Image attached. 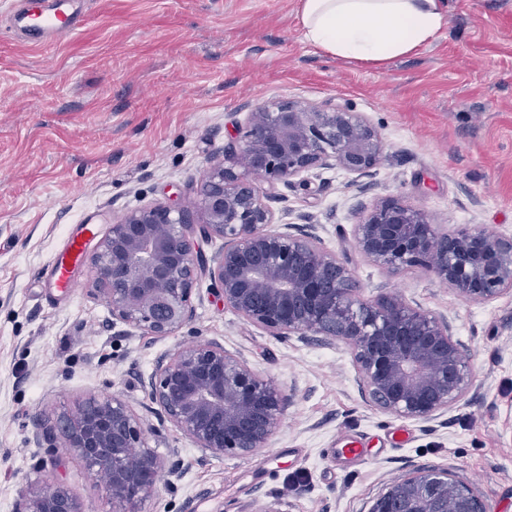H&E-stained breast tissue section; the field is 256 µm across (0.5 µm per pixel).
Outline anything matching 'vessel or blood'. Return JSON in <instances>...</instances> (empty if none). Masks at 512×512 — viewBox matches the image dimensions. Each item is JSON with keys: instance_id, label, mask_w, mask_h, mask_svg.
Masks as SVG:
<instances>
[{"instance_id": "vessel-or-blood-1", "label": "vessel or blood", "mask_w": 512, "mask_h": 512, "mask_svg": "<svg viewBox=\"0 0 512 512\" xmlns=\"http://www.w3.org/2000/svg\"><path fill=\"white\" fill-rule=\"evenodd\" d=\"M87 3L88 0H12L8 29L33 45H52L80 30L87 19ZM84 247L82 239L73 237L57 255L52 276L62 291L74 289L70 267L80 259Z\"/></svg>"}]
</instances>
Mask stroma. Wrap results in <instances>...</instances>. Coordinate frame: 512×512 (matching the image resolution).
<instances>
[{
	"label": "stroma",
	"mask_w": 512,
	"mask_h": 512,
	"mask_svg": "<svg viewBox=\"0 0 512 512\" xmlns=\"http://www.w3.org/2000/svg\"><path fill=\"white\" fill-rule=\"evenodd\" d=\"M447 3L431 43L383 68L307 44L299 0H91L85 25L57 44L0 33V512L45 481L84 512H112L84 462L31 424L112 395L142 417L146 447L183 461L180 477L158 475L146 512H370L422 466L468 486L487 512H512V293L469 302L424 269L392 273L351 245L360 213L389 196L445 232L512 233V0ZM280 99L359 113L383 144L366 174L311 170L271 208L279 223L314 228L363 298L394 293L447 320L477 382L433 421L378 410L344 345L244 323L208 276L176 335L127 336L88 294L87 261L72 267L70 293L47 271L69 237L93 252L127 210L192 205L238 124ZM199 336L295 392L254 455L202 458L147 405L140 378ZM351 438L362 461L328 456Z\"/></svg>",
	"instance_id": "35a3bbf8"
}]
</instances>
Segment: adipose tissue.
I'll list each match as a JSON object with an SVG mask.
<instances>
[{
	"label": "adipose tissue",
	"mask_w": 512,
	"mask_h": 512,
	"mask_svg": "<svg viewBox=\"0 0 512 512\" xmlns=\"http://www.w3.org/2000/svg\"><path fill=\"white\" fill-rule=\"evenodd\" d=\"M308 44L375 65L408 55L433 39L448 18L446 0H300Z\"/></svg>",
	"instance_id": "1"
}]
</instances>
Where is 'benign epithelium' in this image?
Instances as JSON below:
<instances>
[{
  "label": "benign epithelium",
  "mask_w": 512,
  "mask_h": 512,
  "mask_svg": "<svg viewBox=\"0 0 512 512\" xmlns=\"http://www.w3.org/2000/svg\"><path fill=\"white\" fill-rule=\"evenodd\" d=\"M382 143L355 112L282 100L248 113L224 159L210 162L193 206L157 203L124 212L89 257L88 294L112 325L173 336L195 317L193 290L206 273L224 308L269 335L322 337L351 351L362 392L390 415L430 421L459 401L475 376L448 322L397 294L360 296L351 269L313 232L270 229L268 201L279 186L316 168L362 175ZM259 174L258 185L252 175ZM224 241L206 259L199 242ZM354 246L393 273L431 272L466 301L512 293V235L473 227L441 232L399 197L376 204L354 225ZM149 403L202 455L249 456L266 447L292 394L255 372L224 344L200 338L157 359L140 379ZM62 447L86 464L112 512H143L163 461L142 445L143 421L118 396H91L58 420ZM14 512H84L62 485L19 496ZM370 512H484L480 499L446 472L415 470Z\"/></svg>",
  "instance_id": "7a95c632"
}]
</instances>
